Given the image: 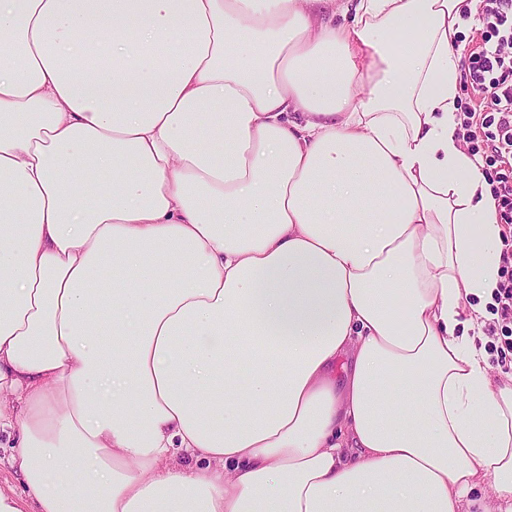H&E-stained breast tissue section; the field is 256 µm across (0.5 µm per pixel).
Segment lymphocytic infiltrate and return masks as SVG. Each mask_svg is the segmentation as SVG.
<instances>
[{"label": "lymphocytic infiltrate", "mask_w": 512, "mask_h": 512, "mask_svg": "<svg viewBox=\"0 0 512 512\" xmlns=\"http://www.w3.org/2000/svg\"><path fill=\"white\" fill-rule=\"evenodd\" d=\"M481 45L461 62L471 82L486 93V109L457 114L467 153L479 156L494 185L497 221L512 224V0H478Z\"/></svg>", "instance_id": "obj_1"}]
</instances>
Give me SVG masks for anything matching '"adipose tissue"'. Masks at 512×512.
Returning <instances> with one entry per match:
<instances>
[{"mask_svg": "<svg viewBox=\"0 0 512 512\" xmlns=\"http://www.w3.org/2000/svg\"><path fill=\"white\" fill-rule=\"evenodd\" d=\"M463 2L0 0V512H512ZM9 446V439L7 434L1 432L0 434V487L3 490H13L25 498L26 485L24 484L20 473L13 468L9 462L11 448Z\"/></svg>", "mask_w": 512, "mask_h": 512, "instance_id": "obj_1", "label": "adipose tissue"}]
</instances>
